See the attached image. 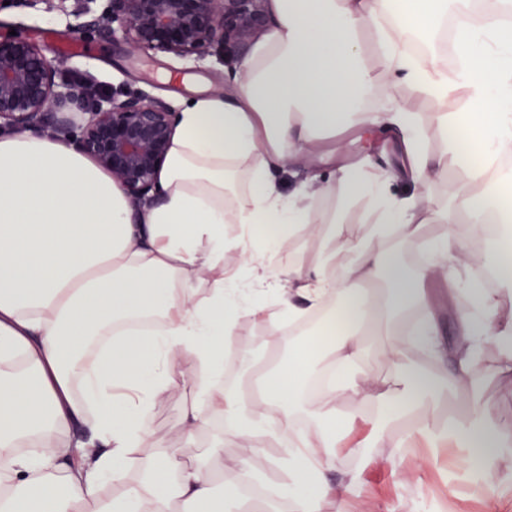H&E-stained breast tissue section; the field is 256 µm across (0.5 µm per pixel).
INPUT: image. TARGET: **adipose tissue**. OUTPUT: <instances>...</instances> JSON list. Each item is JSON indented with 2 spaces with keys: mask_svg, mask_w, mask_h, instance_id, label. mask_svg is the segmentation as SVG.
Masks as SVG:
<instances>
[{
  "mask_svg": "<svg viewBox=\"0 0 512 512\" xmlns=\"http://www.w3.org/2000/svg\"><path fill=\"white\" fill-rule=\"evenodd\" d=\"M270 10L272 29L253 45L236 89L201 91L182 104L150 204L132 207L111 177L66 141L0 136V500L10 512H171L179 501L195 512H223L207 465L159 449L144 421L186 355L201 376L184 423L198 429L225 414L242 441L259 431L276 436L296 512H317L330 493L346 499L347 487H330L325 477L336 431L327 427L313 438L296 429L291 415L272 408L279 390L254 401L224 388V343L237 336L241 317L275 335L285 318L316 315L337 298L343 329L335 342L336 384L315 418L326 425L339 419L336 403L352 393L385 418L407 423L410 434L451 436L471 472L496 480L488 462L512 443V431L489 424L481 405H466L444 429L433 411L445 389L468 392L478 366L512 375V314L500 309L503 291L474 289L475 308L458 310V341L445 355L435 340L427 281L471 269L464 240L489 213L501 227L496 270L512 285V210L481 182L480 161L455 135L484 130L483 157L512 151V31L500 20L503 0H483L479 14L460 15L462 66L452 77L406 47L417 28L429 31L430 42L446 40V0H418L403 10L397 0H271ZM368 33L375 37L370 53ZM391 80L407 84L412 99L468 93L474 110L435 115L446 132L443 152L428 155L415 112L396 104L384 112L368 108L369 92ZM384 126L399 129L414 182L428 184L456 163L463 178L451 202L399 198L387 190L388 173L346 168L347 200L364 196L372 207L369 230L347 242L360 250L359 264L340 272L332 256L313 268L293 260L295 237L319 229L323 192L303 184L284 195L271 168L322 155L337 131ZM387 224L397 225L405 241L432 244L423 274L410 275L383 249ZM429 224L450 231L431 241ZM229 250L248 257L247 287L224 268ZM278 254L291 256L286 270L272 266ZM283 281L290 296L284 313L253 303ZM296 297L302 307H294ZM411 308L423 313L413 333L392 328V316ZM373 350L391 369L377 386L370 383ZM415 352L451 358L448 376L409 366ZM79 425L84 433H76ZM138 448L143 456H135ZM131 464L143 485L102 496L104 485L123 482Z\"/></svg>",
  "mask_w": 512,
  "mask_h": 512,
  "instance_id": "ef3b65f1",
  "label": "adipose tissue"
}]
</instances>
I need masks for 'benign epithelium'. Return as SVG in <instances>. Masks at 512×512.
<instances>
[{"label": "benign epithelium", "mask_w": 512, "mask_h": 512, "mask_svg": "<svg viewBox=\"0 0 512 512\" xmlns=\"http://www.w3.org/2000/svg\"><path fill=\"white\" fill-rule=\"evenodd\" d=\"M67 1L74 17L68 37L94 32L140 53L199 59L219 49L241 59L269 26L268 0H107L100 14L91 7L95 0H59ZM64 63L28 37L0 36V130L61 135L106 171L132 203L151 199L177 113L160 98L114 94L96 98L75 125L60 112L67 98L57 89L56 76ZM492 227L486 224L478 245L469 247L478 279L493 267L484 249Z\"/></svg>", "instance_id": "7a95c632"}]
</instances>
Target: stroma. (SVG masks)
I'll return each instance as SVG.
<instances>
[{"mask_svg":"<svg viewBox=\"0 0 512 512\" xmlns=\"http://www.w3.org/2000/svg\"><path fill=\"white\" fill-rule=\"evenodd\" d=\"M0 22L10 25L17 34L38 40L46 30L64 34L69 18L61 11L46 9L40 0L32 6L23 0H11L0 7ZM237 67V62L225 61L220 55L195 64L167 54L132 53L89 34L82 38L79 51L67 54L57 82L65 94L76 90L75 80L81 77L104 95L142 92L163 98L175 107L199 89L227 92L234 83L232 73ZM367 159L389 173L388 189L398 197L448 201L460 179L457 167L451 165L428 185L413 182L401 136L388 129L365 140L356 139L351 133L337 139L333 163L292 161L273 169V181L286 194L307 179L329 187V194L319 204L318 219L326 221L334 209L344 211L343 220L329 241L340 268L354 266L359 260L358 255L347 252L346 242L366 215L368 203L362 199L343 206V188L336 175ZM234 346L244 355H256L257 360L248 369L225 363L224 383L228 386L256 384V371L260 368L272 376L287 378L297 342L285 332L265 335L245 319L239 325ZM196 377L191 361L179 363L167 393L146 418L155 437L187 462L200 459L213 442H223V456L213 463L215 485L223 490L240 480L241 473L233 469V462L251 458L254 449H262L264 463L250 482L267 489L270 512H293L291 498L281 493L286 475L277 462L284 449L273 435L260 433L250 442L234 443L230 431L223 427L209 424L192 430L183 426L182 410L191 398L186 385ZM474 379L488 421L512 426V377L495 376L480 369ZM342 404L348 412L358 406L363 409L362 418L350 427L337 448L329 474L333 483L351 486L353 512H512V448L492 460L500 480L490 485L467 468L461 450L453 443L425 447L404 439L396 424L376 415L373 408L361 406L359 399L347 395Z\"/></svg>","mask_w":512,"mask_h":512,"instance_id":"35a3bbf8","label":"stroma"}]
</instances>
